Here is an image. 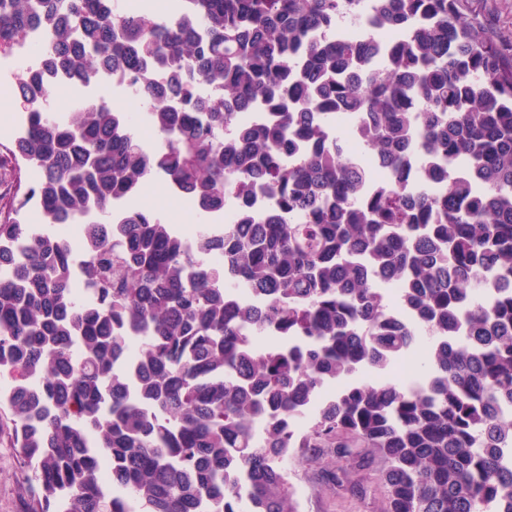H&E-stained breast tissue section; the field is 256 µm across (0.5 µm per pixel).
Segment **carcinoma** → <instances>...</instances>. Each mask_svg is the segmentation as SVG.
<instances>
[{
    "mask_svg": "<svg viewBox=\"0 0 512 512\" xmlns=\"http://www.w3.org/2000/svg\"><path fill=\"white\" fill-rule=\"evenodd\" d=\"M386 2L338 41L345 0H183L160 22L0 0V51L48 32L45 71L121 74L162 141L143 147L101 95L45 110L38 66L16 78L10 153L38 178L0 217V412L37 483L27 512H299L297 448L331 456L336 488L375 473L380 512H512V31L480 0ZM246 108L264 121L236 123ZM341 114L387 189L328 134ZM156 177L206 224L268 210L224 228V265L205 267L210 240L116 207ZM32 200L87 225L86 297L67 238L22 221ZM418 325V380L388 381ZM265 331L294 342L259 349Z\"/></svg>",
    "mask_w": 512,
    "mask_h": 512,
    "instance_id": "cac0c4a2",
    "label": "carcinoma"
}]
</instances>
